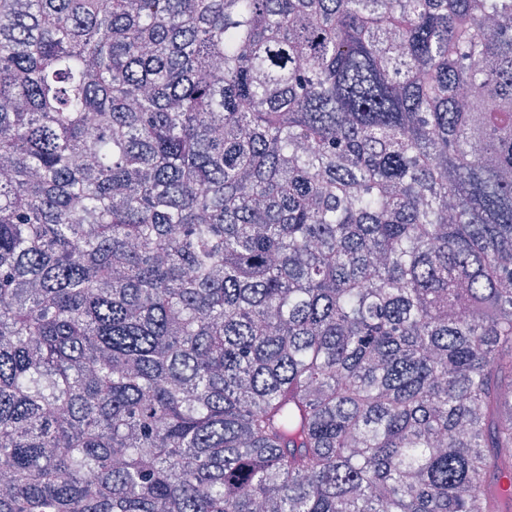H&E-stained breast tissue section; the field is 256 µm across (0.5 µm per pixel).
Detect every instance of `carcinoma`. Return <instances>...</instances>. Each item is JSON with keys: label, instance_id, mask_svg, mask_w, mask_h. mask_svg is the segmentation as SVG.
Masks as SVG:
<instances>
[{"label": "carcinoma", "instance_id": "cac0c4a2", "mask_svg": "<svg viewBox=\"0 0 512 512\" xmlns=\"http://www.w3.org/2000/svg\"><path fill=\"white\" fill-rule=\"evenodd\" d=\"M512 0H0V512H500Z\"/></svg>", "mask_w": 512, "mask_h": 512}]
</instances>
